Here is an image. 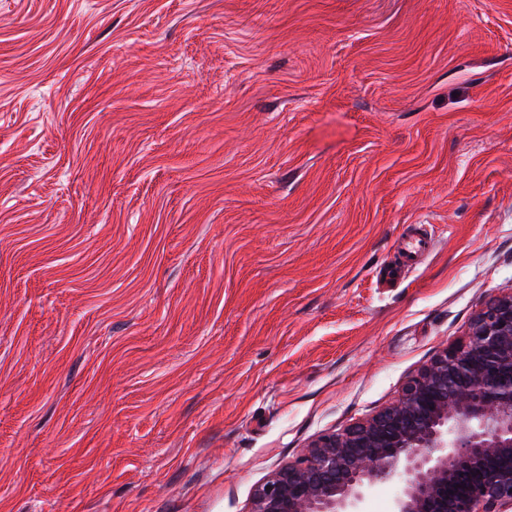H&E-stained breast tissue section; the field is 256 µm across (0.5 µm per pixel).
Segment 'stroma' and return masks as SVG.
I'll return each mask as SVG.
<instances>
[{"mask_svg":"<svg viewBox=\"0 0 512 512\" xmlns=\"http://www.w3.org/2000/svg\"><path fill=\"white\" fill-rule=\"evenodd\" d=\"M507 292L512 0H0V512H250ZM399 264L395 273L409 271L421 264L425 255L433 249V241L421 233L410 235L409 240L400 245Z\"/></svg>","mask_w":512,"mask_h":512,"instance_id":"stroma-1","label":"stroma"}]
</instances>
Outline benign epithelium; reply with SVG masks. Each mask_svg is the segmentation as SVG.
<instances>
[{
	"mask_svg": "<svg viewBox=\"0 0 512 512\" xmlns=\"http://www.w3.org/2000/svg\"><path fill=\"white\" fill-rule=\"evenodd\" d=\"M380 483L391 512H512V294L367 420L319 436L259 486L251 512H362Z\"/></svg>",
	"mask_w": 512,
	"mask_h": 512,
	"instance_id": "1",
	"label": "benign epithelium"
}]
</instances>
